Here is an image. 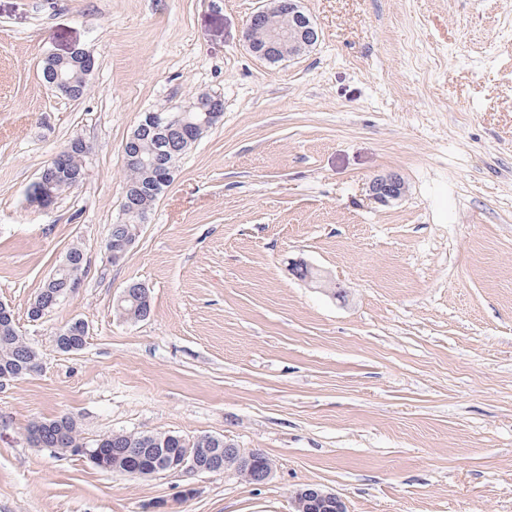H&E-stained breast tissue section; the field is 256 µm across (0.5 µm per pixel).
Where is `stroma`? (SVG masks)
Returning a JSON list of instances; mask_svg holds the SVG:
<instances>
[{
  "instance_id": "obj_1",
  "label": "stroma",
  "mask_w": 512,
  "mask_h": 512,
  "mask_svg": "<svg viewBox=\"0 0 512 512\" xmlns=\"http://www.w3.org/2000/svg\"><path fill=\"white\" fill-rule=\"evenodd\" d=\"M259 2L0 0V302L42 360L0 386V512H293L305 487L348 512H512V0H302L321 39L277 64L245 48ZM76 48L95 68L70 99L41 66ZM202 92L221 120L112 263L127 137ZM78 135L85 180L31 206ZM392 171L407 194L378 204ZM75 244L80 288L31 321ZM131 282L137 323L114 313ZM65 414L89 443L223 437L273 473L138 478L27 442ZM370 197L381 205L400 200L406 193V185L399 174L389 172L372 178L368 183Z\"/></svg>"
}]
</instances>
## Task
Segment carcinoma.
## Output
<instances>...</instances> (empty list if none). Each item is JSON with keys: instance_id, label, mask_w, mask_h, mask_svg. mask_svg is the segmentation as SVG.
<instances>
[{"instance_id": "carcinoma-1", "label": "carcinoma", "mask_w": 512, "mask_h": 512, "mask_svg": "<svg viewBox=\"0 0 512 512\" xmlns=\"http://www.w3.org/2000/svg\"><path fill=\"white\" fill-rule=\"evenodd\" d=\"M205 114L191 112L187 123L169 132L166 143L173 148V152L164 156L160 154L162 147L153 134L134 129L128 138L130 150L138 153L143 159L152 161L163 159L165 163L173 165L186 154L196 141L213 127V123L204 121ZM84 156L81 154H66L59 161V177L52 187L54 197L77 187L75 177L83 170ZM164 170L160 167H138L126 171L127 188H129L130 209L124 213V220L112 225L109 240H122L134 232L140 225L141 216L149 213L158 197L169 186L162 181ZM70 260L64 263V267L57 273L58 284L49 290L47 285H42L41 290L46 292L45 299L56 306L68 290L71 283L81 277L85 272V255L82 247L72 246L68 250ZM151 312L150 300L134 302L123 300L115 305V313L128 322H138L149 317ZM40 361L38 352L31 347L18 333L16 324L0 322V373L9 371L21 377L38 369ZM73 418L62 416L50 421L32 422L27 427V432L32 436H38L42 441V447L54 448L60 452H68L71 448L82 447L84 438L80 432L73 431ZM93 448L97 450L100 464L110 466L117 458L133 452L135 448H148L150 452L133 461V465L140 469H147L156 463L155 454L151 449L168 454L180 453L184 450V444L180 441V435L160 432L153 434H126L112 433L93 442Z\"/></svg>"}]
</instances>
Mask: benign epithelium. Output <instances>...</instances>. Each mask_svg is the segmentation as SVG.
Listing matches in <instances>:
<instances>
[{"label":"benign epithelium","mask_w":512,"mask_h":512,"mask_svg":"<svg viewBox=\"0 0 512 512\" xmlns=\"http://www.w3.org/2000/svg\"><path fill=\"white\" fill-rule=\"evenodd\" d=\"M276 14L288 16V30H274L265 41L254 38L253 25L263 18L270 21ZM319 40V27L314 18L302 9L301 0H264V5L253 14L245 31V46L248 51L267 62L298 57ZM70 56L80 66L74 75L60 69V61L64 60L62 56L51 54L45 64L46 86L68 98L74 95V85L85 82L94 68V58L89 52L75 49ZM194 108L207 113V119L213 120L224 112L223 99L216 93L205 92L196 97L195 103L177 107L166 116L160 111L144 112L138 121V128L151 129L165 137L172 127L180 123L184 113ZM57 160L58 156L55 155L47 161L38 177V184L41 186L40 199L34 201V204L42 209H48L54 203L51 187L57 173ZM368 191L375 202L388 205L405 195L406 185L399 174L389 172L372 178L368 183ZM258 456V451L240 448L234 442L213 436H201L187 441L185 453L159 457L158 469L235 475L248 473L254 481L262 483L272 473L273 465L259 464ZM293 505L295 512H347L346 505L339 496L322 489L307 488L297 491Z\"/></svg>","instance_id":"7a95c632"}]
</instances>
